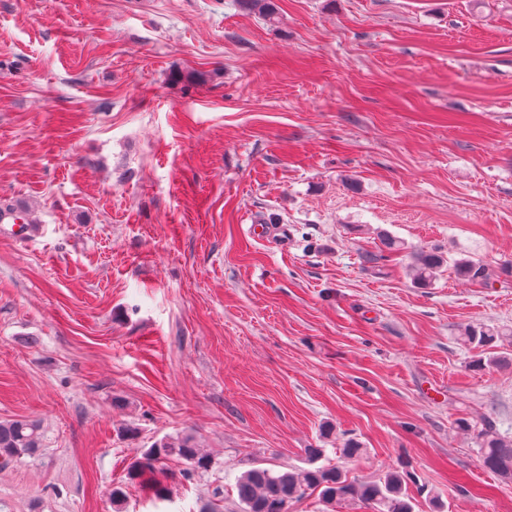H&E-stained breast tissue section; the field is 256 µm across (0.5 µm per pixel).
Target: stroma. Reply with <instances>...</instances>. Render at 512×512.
Listing matches in <instances>:
<instances>
[{
    "mask_svg": "<svg viewBox=\"0 0 512 512\" xmlns=\"http://www.w3.org/2000/svg\"><path fill=\"white\" fill-rule=\"evenodd\" d=\"M275 2L0 0V205L39 227L0 232V420L45 444L0 469L12 512H242L309 448L512 512L453 426L512 435V367L458 340L512 327V0ZM381 231L492 278L371 268ZM182 432L208 472L127 485Z\"/></svg>",
    "mask_w": 512,
    "mask_h": 512,
    "instance_id": "obj_1",
    "label": "stroma"
}]
</instances>
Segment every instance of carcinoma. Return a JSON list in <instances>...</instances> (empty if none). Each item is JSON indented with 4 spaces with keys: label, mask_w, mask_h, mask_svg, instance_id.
Returning <instances> with one entry per match:
<instances>
[{
    "label": "carcinoma",
    "mask_w": 512,
    "mask_h": 512,
    "mask_svg": "<svg viewBox=\"0 0 512 512\" xmlns=\"http://www.w3.org/2000/svg\"><path fill=\"white\" fill-rule=\"evenodd\" d=\"M242 6L256 10L263 17L274 20L278 6L274 0H240ZM383 249L368 252L365 260L378 264L391 255L406 250L405 243L383 235ZM414 282L422 287L431 285L446 266L468 281L487 283L491 279L488 269L469 257L451 259L436 249L410 252ZM460 340L479 354L471 361L476 371H493L512 365V357L494 349L506 343L512 345V328L500 326L464 327ZM463 431H476L479 460L482 467L505 481H512V436L497 432L494 425L485 420L476 427L464 418L455 420ZM43 451V433L40 424L26 419L0 421V468L8 467L29 457L35 458ZM308 467L276 471L257 467L243 473L237 480V493L242 512H289L290 504L308 494L315 493L320 501L336 505L349 500H359L375 512H414L415 497L409 493V484L416 483L413 474L401 465L385 475L363 482L348 479L337 465H317L323 449H306ZM175 459L184 464L180 476L184 479L207 471L211 458L198 448L191 433L166 436L155 441L143 457L127 469L128 483L137 485L153 496L166 497L169 488L164 478L158 477L156 463Z\"/></svg>",
    "instance_id": "carcinoma-1"
}]
</instances>
